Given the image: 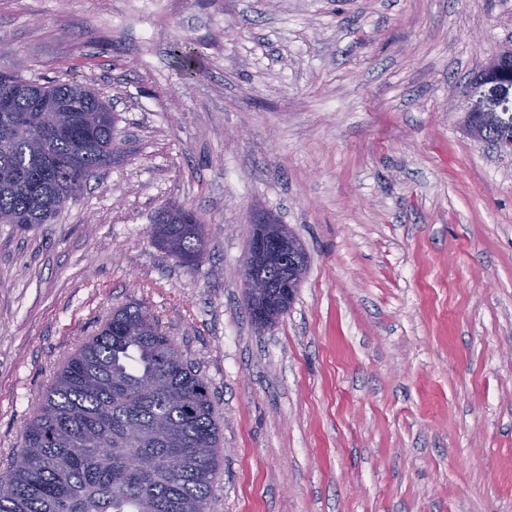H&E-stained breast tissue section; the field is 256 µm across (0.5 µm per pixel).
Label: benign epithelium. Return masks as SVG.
Instances as JSON below:
<instances>
[{
	"instance_id": "obj_1",
	"label": "benign epithelium",
	"mask_w": 512,
	"mask_h": 512,
	"mask_svg": "<svg viewBox=\"0 0 512 512\" xmlns=\"http://www.w3.org/2000/svg\"><path fill=\"white\" fill-rule=\"evenodd\" d=\"M512 71V52L498 47L486 58L470 83L469 109L476 111H502L512 106V86L492 83L491 77ZM283 225L262 223L255 225L243 264V282L247 302L258 322H270L268 314L267 282L257 275L263 267L281 263L287 259L299 264L304 248L299 239L282 231Z\"/></svg>"
}]
</instances>
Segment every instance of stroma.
<instances>
[{
    "mask_svg": "<svg viewBox=\"0 0 512 512\" xmlns=\"http://www.w3.org/2000/svg\"><path fill=\"white\" fill-rule=\"evenodd\" d=\"M510 41L512 0H0V70L93 88L120 155L55 223L0 224V467L137 303L214 395L211 512H512V159L461 130ZM168 203L197 268L150 236ZM261 220L308 253L262 332ZM151 237L160 249L188 267H198L206 251L201 217L178 205H167L157 211L151 225Z\"/></svg>",
    "mask_w": 512,
    "mask_h": 512,
    "instance_id": "1",
    "label": "stroma"
}]
</instances>
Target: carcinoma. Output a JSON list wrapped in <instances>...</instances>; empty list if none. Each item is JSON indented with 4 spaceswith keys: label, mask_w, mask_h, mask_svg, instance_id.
I'll list each match as a JSON object with an SVG mask.
<instances>
[{
    "label": "carcinoma",
    "mask_w": 512,
    "mask_h": 512,
    "mask_svg": "<svg viewBox=\"0 0 512 512\" xmlns=\"http://www.w3.org/2000/svg\"><path fill=\"white\" fill-rule=\"evenodd\" d=\"M174 54L195 71L185 43ZM2 105L0 224H51L58 198L115 162V117L86 86L5 71ZM151 237L188 267L206 251L201 217L178 205L157 211ZM265 273L279 317L288 268ZM222 439L208 382L146 307L124 305L57 370L0 472V512H208Z\"/></svg>",
    "instance_id": "carcinoma-1"
}]
</instances>
